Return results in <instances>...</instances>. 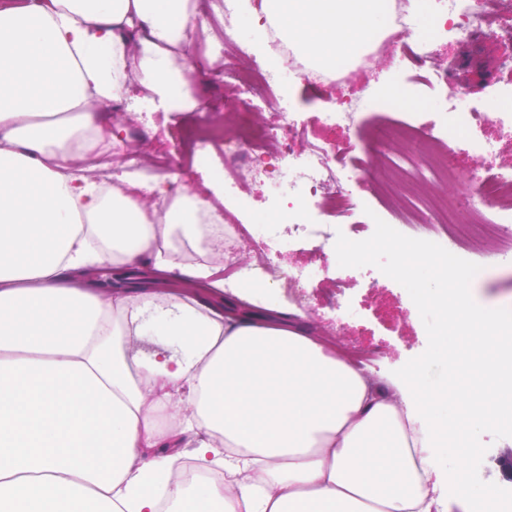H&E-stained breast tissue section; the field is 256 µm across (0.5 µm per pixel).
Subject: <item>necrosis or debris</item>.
<instances>
[{
  "label": "necrosis or debris",
  "mask_w": 512,
  "mask_h": 512,
  "mask_svg": "<svg viewBox=\"0 0 512 512\" xmlns=\"http://www.w3.org/2000/svg\"><path fill=\"white\" fill-rule=\"evenodd\" d=\"M239 2L223 0L222 15L208 14L214 42L192 60L191 66L237 90V97L225 98V111L244 112L247 101L255 100L276 107L278 122L270 127L241 122L231 139L211 123H200L195 132L197 157L203 162L218 152L234 157V167L217 171L227 193H239L250 177L263 186L261 206L251 223L226 226L230 235L251 247L252 255L249 262L226 267L225 279L238 283L265 275L285 281L293 298L298 289L308 287L322 273L316 265L283 266L284 256L299 239L314 241L326 260L332 261L338 235L353 237L362 230L361 225L349 221L357 203L344 185L366 163L349 144L327 137L328 132L353 124L362 106L356 100L338 102L320 113L316 125H309L291 101L288 89L300 81L322 82L326 75L310 68L269 27L264 28L263 36L272 53L280 58V67L272 71L259 67L243 70L241 63L249 58L251 44L243 35ZM490 8L501 28L511 30L512 0H425L419 10L412 8L411 0H393L394 22L405 24L421 13L427 16L412 44L394 48L385 41L379 46L380 52L393 54L396 88L404 90L416 84L435 93L446 82L445 70L437 58L439 44L446 39L472 41L478 22ZM383 106L397 116L389 125V133L402 142L403 149L402 164L395 167L393 180L379 183L372 191L373 198L383 202L377 216L400 233L436 242L481 267L512 265V165L498 162V140L472 133L474 126L489 122L500 133L512 134V90L483 104L461 94L446 96L436 120L430 123L424 122L420 113L400 112L398 96H389ZM304 132L309 135L308 147L293 152L290 139ZM457 143L465 144L472 155L489 163L476 179V202L465 209L449 198L434 199L421 207L392 204L396 189L417 180V157H424L426 169L435 178L446 182L456 178L449 151ZM507 436L512 437V419L487 423L477 434L459 426L445 429L441 444L449 460L461 456L468 462L473 503L482 500L481 474L495 444Z\"/></svg>",
  "instance_id": "4bbe7bcc"
}]
</instances>
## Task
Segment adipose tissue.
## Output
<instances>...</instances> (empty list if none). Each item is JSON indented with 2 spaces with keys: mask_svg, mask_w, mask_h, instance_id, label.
<instances>
[{
  "mask_svg": "<svg viewBox=\"0 0 512 512\" xmlns=\"http://www.w3.org/2000/svg\"><path fill=\"white\" fill-rule=\"evenodd\" d=\"M387 0H261L311 66L360 56ZM207 21L199 0H0V512H468L465 466L438 477L445 422L492 415L506 391L485 353L499 323L457 320L487 385L418 374L380 382L316 332L284 320L261 284L224 315L165 275L224 292V260L202 230L224 204L164 180L148 209L136 183L98 181L123 147L96 116L139 86L157 109L201 107L186 76ZM139 267L155 291L102 286ZM154 336L157 348L134 344ZM172 413L171 428L158 415ZM204 438L187 446V432ZM223 484L185 487L182 447Z\"/></svg>",
  "mask_w": 512,
  "mask_h": 512,
  "instance_id": "1",
  "label": "adipose tissue"
}]
</instances>
